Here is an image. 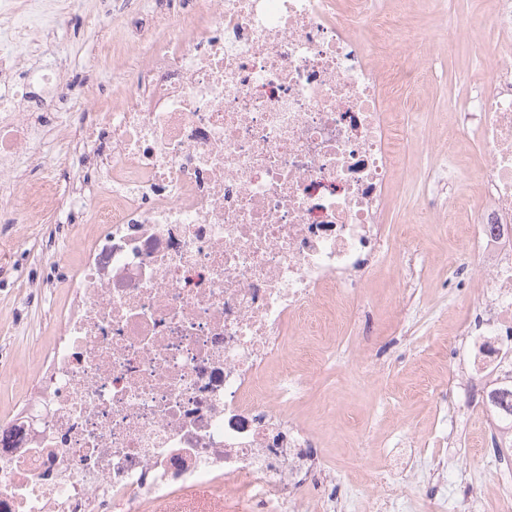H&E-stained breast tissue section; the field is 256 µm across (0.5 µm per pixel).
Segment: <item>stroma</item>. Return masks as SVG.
I'll return each instance as SVG.
<instances>
[{"label": "stroma", "instance_id": "35a3bbf8", "mask_svg": "<svg viewBox=\"0 0 512 512\" xmlns=\"http://www.w3.org/2000/svg\"><path fill=\"white\" fill-rule=\"evenodd\" d=\"M488 5L489 0H443L436 7L430 0H411L407 9L406 30H424L433 35L431 41L416 48L430 65V78L426 85L399 89L391 95L389 105L398 111L416 107L421 123L436 139L448 138L445 109L449 99L463 93L484 70L482 61L469 54H449L443 32L464 17L486 10ZM110 31V20L93 10L74 15L63 33L67 56L81 59L94 55L99 35ZM125 70L121 63L100 71L72 67L68 73L70 102L82 101L83 87L88 83L98 86L100 98H109L113 84L122 79ZM425 169V155L410 152L404 174L390 191L388 231L418 223L415 203L426 185ZM22 233L28 235V245L13 252L6 267H0V317L20 322L24 329L20 336L0 335V375L14 382L12 390L0 393V421L9 417L25 386L24 368L30 345L43 339L52 308L63 298L57 287L68 271L63 255L79 247L78 240L60 224L28 229L19 224H0V239L11 240ZM418 242L429 265L410 325L401 327L397 313L383 308V301H394L396 288L387 275H377L369 288L375 301L373 307L360 316L351 315L337 322L329 335L312 337L314 352H329V360L319 367L304 361L299 364L301 373L312 377L313 385L304 405L295 411L298 419L315 418L324 397L333 396L342 402L335 421L322 427L324 446L320 453L326 469L336 478V497L344 504L351 494H371L384 457L397 437L431 430L432 409L425 389L448 384L451 368L442 354L448 325L473 310L470 300L452 289L447 294V319H436L433 311L441 283L453 277L446 257L452 250L466 251V244L429 227L421 231ZM33 288L42 289V296L29 299L28 292ZM367 321L373 323L378 335V342L370 351V360L377 367L373 373L350 365ZM441 462L446 471L439 491L447 496L449 506L456 507L469 488L494 489L498 478L512 471V448H492L489 428L477 417L454 437L451 446L419 449L415 463L421 476L406 488L416 512H429L426 476L433 465Z\"/></svg>", "mask_w": 512, "mask_h": 512}]
</instances>
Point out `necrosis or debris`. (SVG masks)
I'll return each instance as SVG.
<instances>
[{"mask_svg":"<svg viewBox=\"0 0 512 512\" xmlns=\"http://www.w3.org/2000/svg\"><path fill=\"white\" fill-rule=\"evenodd\" d=\"M122 29L100 59L131 72L96 112L70 111L58 33L82 0H0V222L80 212L27 386L0 421V512H150L201 486L235 512H336L317 495L319 433L291 344L347 314L389 268L403 312L426 270L407 231L381 232L414 147L416 209L478 258L477 313L448 341L457 386L512 444V0L449 30L486 60L448 103L440 142L389 110L428 79L375 0H98ZM59 139L76 172L29 182ZM479 148L459 223V155ZM412 466L390 458L367 512H405Z\"/></svg>","mask_w":512,"mask_h":512,"instance_id":"necrosis-or-debris-1","label":"necrosis or debris"}]
</instances>
